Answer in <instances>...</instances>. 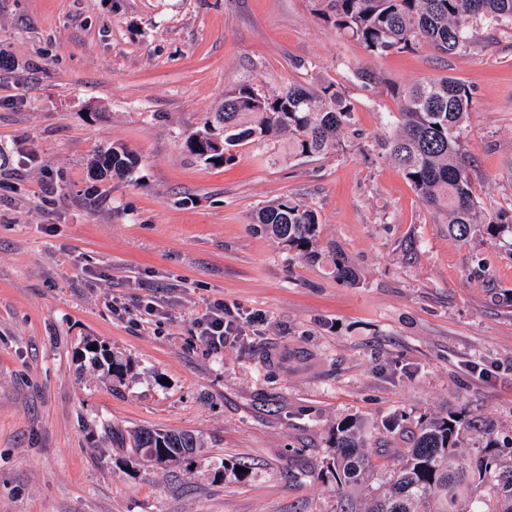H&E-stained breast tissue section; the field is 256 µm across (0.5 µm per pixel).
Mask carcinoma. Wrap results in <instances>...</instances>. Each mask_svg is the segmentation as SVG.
<instances>
[{"mask_svg": "<svg viewBox=\"0 0 512 512\" xmlns=\"http://www.w3.org/2000/svg\"><path fill=\"white\" fill-rule=\"evenodd\" d=\"M323 22L358 40L370 53L427 47L443 55L470 48L469 31L481 24L512 28V0H313ZM399 101L398 131L382 149L435 214L448 234L464 241L478 225L496 238L512 234V213L482 211L471 191V171L463 136L472 93L452 77L394 89ZM353 106L336 84L290 82L272 94L241 85L185 141L189 154L208 165L234 159L233 148L262 145L288 135V152L314 157L343 148L352 126ZM138 155L113 146L98 155L100 176L127 177ZM253 223L306 259L319 257L318 215L292 198L255 214ZM479 420L454 412L424 416L401 449L402 463L386 482L371 489L370 505L354 507L349 491L375 468L365 452L368 434L357 417L341 420L329 435L335 452L326 464L336 480L339 512H512V442L483 431L481 445L469 455L459 448L467 429ZM132 447L160 463L176 461L198 447L187 433L142 428L130 434Z\"/></svg>", "mask_w": 512, "mask_h": 512, "instance_id": "cac0c4a2", "label": "carcinoma"}]
</instances>
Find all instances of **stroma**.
I'll use <instances>...</instances> for the list:
<instances>
[{
  "label": "stroma",
  "instance_id": "35a3bbf8",
  "mask_svg": "<svg viewBox=\"0 0 512 512\" xmlns=\"http://www.w3.org/2000/svg\"><path fill=\"white\" fill-rule=\"evenodd\" d=\"M472 36L373 56L309 0H0V512H336L343 418L381 438L377 484L407 445L393 418L512 435V240H450L380 147L394 88L457 78L472 193L512 209V32ZM320 80L354 105L339 152L293 157L284 136L223 166L186 151L226 92ZM115 144L138 170L97 178ZM288 197L319 215L318 262L253 229ZM217 301L261 317L219 352L195 332ZM142 427L200 446L146 463L122 443Z\"/></svg>",
  "mask_w": 512,
  "mask_h": 512
}]
</instances>
